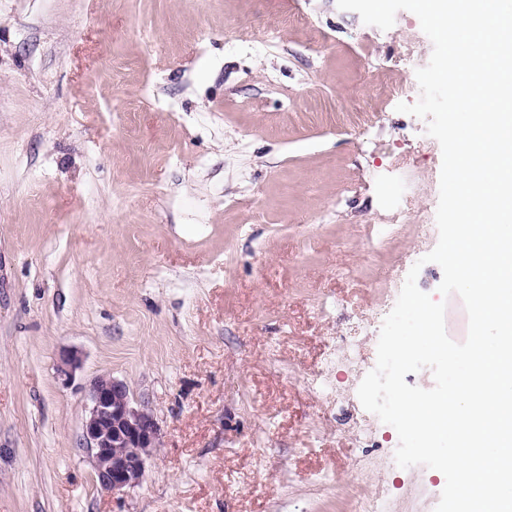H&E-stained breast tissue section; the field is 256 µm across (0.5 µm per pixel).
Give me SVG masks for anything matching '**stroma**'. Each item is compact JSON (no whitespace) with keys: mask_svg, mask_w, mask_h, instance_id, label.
<instances>
[{"mask_svg":"<svg viewBox=\"0 0 512 512\" xmlns=\"http://www.w3.org/2000/svg\"><path fill=\"white\" fill-rule=\"evenodd\" d=\"M432 49L337 0H0V512H435L355 402L439 239L396 110ZM106 375L163 440L122 495L82 446ZM82 359L78 351L64 349L59 353L56 367L57 378L62 383L68 384L72 381L76 371L81 367Z\"/></svg>","mask_w":512,"mask_h":512,"instance_id":"35a3bbf8","label":"stroma"}]
</instances>
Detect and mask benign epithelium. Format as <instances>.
Segmentation results:
<instances>
[{
    "instance_id": "7a95c632",
    "label": "benign epithelium",
    "mask_w": 512,
    "mask_h": 512,
    "mask_svg": "<svg viewBox=\"0 0 512 512\" xmlns=\"http://www.w3.org/2000/svg\"><path fill=\"white\" fill-rule=\"evenodd\" d=\"M81 364L77 351L62 350L57 378L64 384L71 382ZM87 400L83 447L91 457L100 488L124 493L140 484L148 461L161 447L160 428L153 413L131 396L120 379L109 375L96 378L88 388Z\"/></svg>"
}]
</instances>
